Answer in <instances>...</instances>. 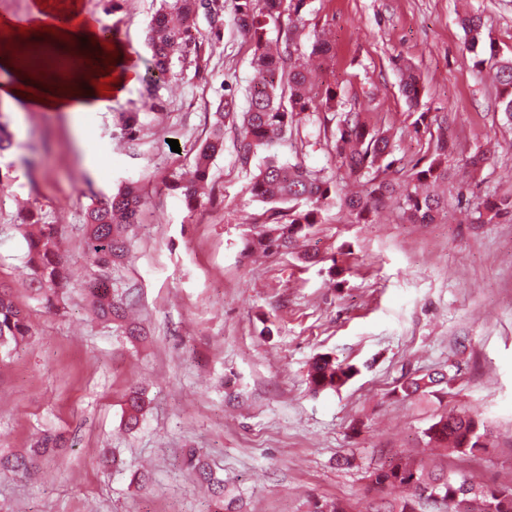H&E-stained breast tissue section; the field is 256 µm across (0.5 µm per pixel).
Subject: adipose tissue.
Instances as JSON below:
<instances>
[{
  "label": "adipose tissue",
  "instance_id": "ef3b65f1",
  "mask_svg": "<svg viewBox=\"0 0 512 512\" xmlns=\"http://www.w3.org/2000/svg\"><path fill=\"white\" fill-rule=\"evenodd\" d=\"M65 22L68 32L76 40L75 46H68L67 43H59L58 48L62 53L70 57V73H62L45 70L43 63L31 61L25 66L24 70H17L15 64L10 63L8 55H0V69L10 72L13 76L12 81L0 84V97L13 100L23 104V106L33 108L42 112L52 110L58 112H69L78 114L90 111L98 106L105 104L106 98L102 94L96 93L93 85L87 79L89 72L88 66L80 63L78 55L80 52H88L91 55L98 56L103 54L104 48L100 45H92V38H98L102 35V29L99 23L83 8L80 0H58L57 5H44L43 0H31L29 10L24 17L17 18L11 15L0 16V28L7 26L18 28L19 26H31L42 24L46 27L57 26L58 22ZM43 73V80H36V73ZM69 80L72 93L64 97L62 102L51 103V101H40L39 96L43 94L45 86H55L62 80ZM30 87L35 90L36 99L30 100L22 97L19 93L20 87Z\"/></svg>",
  "mask_w": 512,
  "mask_h": 512
}]
</instances>
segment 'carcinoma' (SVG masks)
Listing matches in <instances>:
<instances>
[{
	"instance_id": "cac0c4a2",
	"label": "carcinoma",
	"mask_w": 512,
	"mask_h": 512,
	"mask_svg": "<svg viewBox=\"0 0 512 512\" xmlns=\"http://www.w3.org/2000/svg\"><path fill=\"white\" fill-rule=\"evenodd\" d=\"M306 0H233L234 23L249 43L251 65L259 75L241 113L235 99L220 97L213 112L214 122L208 136L196 150L192 180L173 181L167 188L181 190L188 206L198 203V188L207 184L213 159L224 151V128L229 123L238 130V158L247 176L251 197L265 205L262 222L251 225L244 239L243 254H291L298 242L311 238L317 226L325 222L324 213L339 205L348 209L356 222L367 223L369 214L385 198L396 196L403 218L413 224H430L448 210V198L432 187L449 179L451 155L448 117L417 112L423 86L407 67L401 71V91L412 112L413 133L426 141L423 155L412 165L396 157L398 145L390 129L371 124L360 113L344 109L336 86L326 84L313 92L312 73L297 64L303 50L328 59L331 43L314 30L306 35L293 24ZM203 16L209 25L210 38L218 40L224 29V4L220 0H161L160 9L148 27L147 46L150 65L141 82L145 95L152 99L161 82L174 75V59L193 54L200 56L206 38L195 34L196 18ZM466 49L475 55V65L494 71L502 120L512 125V57L500 54L494 42L486 41L482 17L467 14L460 19ZM286 27L285 39L273 46L266 38L270 26ZM324 112L331 116L335 128L327 137L330 155L344 170L347 178L358 182L361 191L347 194L334 176L309 169L302 160H285L272 148L299 131V125L311 116ZM122 134L130 141L140 132L139 113L127 112L119 117ZM257 169H251L253 159ZM490 157L475 151L463 159L467 178L475 182ZM146 202L138 182L131 181L103 202L85 213L88 255L97 268L87 294L96 319L117 323L131 339L143 336L140 324L127 320V303L112 293L109 273L112 264L130 253L127 228L141 223ZM474 222L489 224L512 220V195L495 192L483 198L473 209ZM27 240L29 265L34 291L48 310L59 311L66 294L64 258L57 248L60 235L56 224H39L37 232H23ZM32 328L11 289L0 284V354H9L12 346L29 339ZM357 373L356 367L336 362L328 354L313 358L307 379L314 392L336 390L345 386ZM448 388V375L442 372L415 374L408 372L392 394L403 398L440 397ZM146 388L133 384L126 393L125 427L133 431L140 424ZM490 432L478 421V414L462 409L442 414L427 429L429 442L445 445L459 456L477 458L489 448ZM61 437L46 433L33 448L21 456L0 455V473L27 474L38 461L59 447ZM183 466L205 485L213 506L211 512H236V500L226 498L224 480L216 477L196 448L183 455ZM372 484L379 488L404 487L410 495L371 502L365 510L350 502H324L314 505V512H418L417 505L428 494L441 495V512H512V483L485 484L464 473L444 468L428 469L409 456L396 455L380 463L370 473Z\"/></svg>"
}]
</instances>
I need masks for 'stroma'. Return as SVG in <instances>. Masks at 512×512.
Returning <instances> with one entry per match:
<instances>
[{
    "instance_id": "35a3bbf8",
    "label": "stroma",
    "mask_w": 512,
    "mask_h": 512,
    "mask_svg": "<svg viewBox=\"0 0 512 512\" xmlns=\"http://www.w3.org/2000/svg\"><path fill=\"white\" fill-rule=\"evenodd\" d=\"M103 27H117L139 61L150 57L148 26L160 0H83ZM512 56V0H307L306 30L326 31L331 60L311 58L319 80L337 83L347 108L389 125L402 151L417 155L400 91L399 66L423 85L422 107L451 111L459 154L495 146L487 185L512 183V127L500 120L497 90L474 65L458 24L462 8ZM250 46L232 21L224 36L187 59L146 109L140 84L98 109L22 112L0 98V127L12 137L0 155L11 176L0 197V282L11 288L32 336L0 362V454H26L44 430L68 442L29 478L0 476V512H205L207 494L180 463L202 449L242 512H313L315 501L379 499L369 471L395 454L470 473L486 484L512 478V222L475 224L449 202L432 224H408L393 202L368 223L332 208L296 255L242 258V242L263 206L246 190L233 130L211 164L208 192L189 210L165 189L194 163L221 83L244 95L252 84ZM122 112L139 113V140L127 141ZM84 129L93 165L76 131ZM178 140L172 151L170 140ZM283 159L329 166L318 121L277 145ZM138 180L151 204L130 234L129 261L112 286L129 294L132 320L149 332L132 344L94 319L85 290L87 208ZM21 224H57L71 298L47 311L29 288ZM332 354L360 372L339 390L312 393V359ZM408 372L451 376L443 400H408L392 390ZM147 384L137 431L124 425V396ZM468 407L491 433L488 459L429 449L423 431L436 415ZM118 465H109L104 449ZM353 455L351 469L336 459ZM149 478L139 488V473Z\"/></svg>"
}]
</instances>
